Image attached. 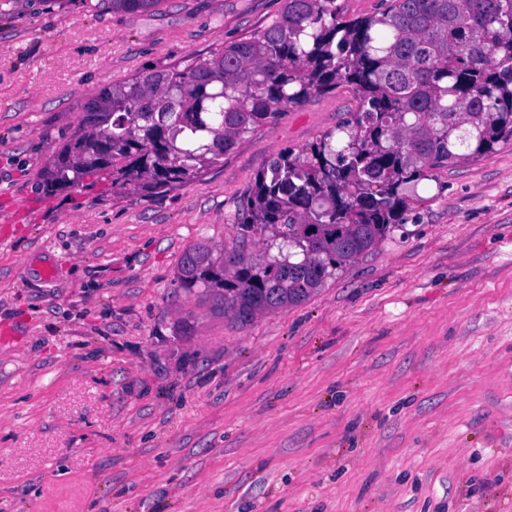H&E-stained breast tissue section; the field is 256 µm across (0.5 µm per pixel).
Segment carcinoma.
I'll list each match as a JSON object with an SVG mask.
<instances>
[{
    "label": "carcinoma",
    "mask_w": 512,
    "mask_h": 512,
    "mask_svg": "<svg viewBox=\"0 0 512 512\" xmlns=\"http://www.w3.org/2000/svg\"><path fill=\"white\" fill-rule=\"evenodd\" d=\"M341 87L358 110L307 149L278 153L238 206L235 223L271 231L278 255L257 264L197 243L180 260L179 287L249 323L305 302L377 245L427 168L512 140V0H389L381 15L351 19L337 18L335 0H287L254 37L101 87L42 187L98 171L112 174L115 196L184 184L281 108Z\"/></svg>",
    "instance_id": "carcinoma-1"
}]
</instances>
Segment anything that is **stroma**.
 Here are the masks:
<instances>
[{"instance_id":"35a3bbf8","label":"stroma","mask_w":512,"mask_h":512,"mask_svg":"<svg viewBox=\"0 0 512 512\" xmlns=\"http://www.w3.org/2000/svg\"><path fill=\"white\" fill-rule=\"evenodd\" d=\"M285 0H0V512H512V140L430 168L400 224L246 325L178 287L280 151L348 88L244 134L202 179L57 193L50 158L106 82L251 37ZM62 268L41 281L38 262Z\"/></svg>"}]
</instances>
